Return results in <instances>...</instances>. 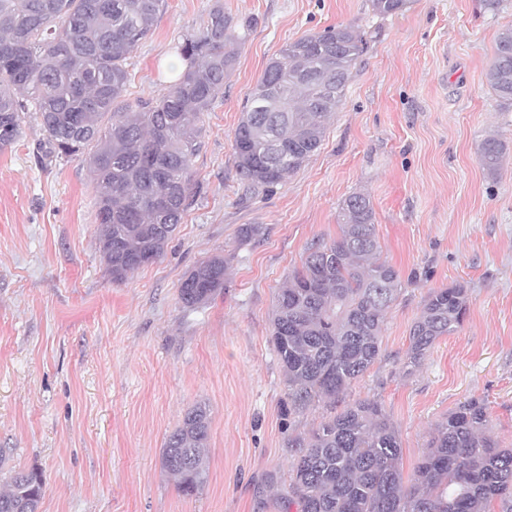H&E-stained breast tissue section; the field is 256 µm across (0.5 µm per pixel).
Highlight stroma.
<instances>
[{"label":"stroma","mask_w":512,"mask_h":512,"mask_svg":"<svg viewBox=\"0 0 512 512\" xmlns=\"http://www.w3.org/2000/svg\"><path fill=\"white\" fill-rule=\"evenodd\" d=\"M247 24L224 92L200 118L189 204L164 255L113 281L96 246V192L84 156L45 160L35 112L0 151V488L11 471L45 479L39 512H284L292 449L359 399L381 402L410 471L437 423L477 397L512 443V106L487 84L512 0H162L127 61V102L157 98L183 70L177 45L215 2ZM337 25L364 39L320 149L273 191L237 174L233 132L283 44ZM504 142L496 172L480 141ZM370 196L381 257L401 291L377 362L337 401L284 420L287 382L270 342L275 294L311 244L335 238L343 201ZM259 224L248 242L239 231ZM224 290L191 309L181 280L213 255ZM455 283L468 312L421 366L404 363L428 294ZM210 409L207 478L191 496L161 466L195 403Z\"/></svg>","instance_id":"obj_1"}]
</instances>
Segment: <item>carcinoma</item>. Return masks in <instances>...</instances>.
<instances>
[{
	"instance_id": "obj_1",
	"label": "carcinoma",
	"mask_w": 512,
	"mask_h": 512,
	"mask_svg": "<svg viewBox=\"0 0 512 512\" xmlns=\"http://www.w3.org/2000/svg\"><path fill=\"white\" fill-rule=\"evenodd\" d=\"M160 3L0 0V150L15 142L32 106L51 154H87L98 195V250L114 282L161 258L175 235L202 148L199 115L223 93L244 40L224 5H215L202 29L178 46L186 67L166 94L123 105L126 60L151 32ZM409 4L372 0L381 15ZM363 50L358 31L339 25L285 44L269 61L233 134L242 183L270 191L320 148ZM486 78L511 105L512 27L499 34ZM503 150L495 135L481 140L488 172L497 170ZM338 226L336 238L308 248L275 296L271 342L288 384L287 417L338 397L377 361L401 290L398 271L381 258L370 198L345 200ZM225 269L221 255L201 262L182 279L181 302L207 304L224 290ZM467 312L465 285L431 292L410 328L406 368L419 366ZM209 438V408L199 402L165 441L162 467L184 495L206 479ZM287 447L296 449L288 483L296 512H512V448L500 445L479 398L436 425L408 475L398 429L376 400L354 402L308 435L289 433ZM43 492L38 469L19 471L0 491V512H38Z\"/></svg>"
}]
</instances>
